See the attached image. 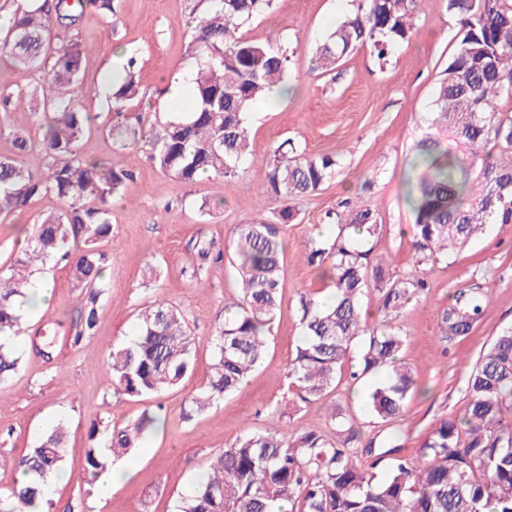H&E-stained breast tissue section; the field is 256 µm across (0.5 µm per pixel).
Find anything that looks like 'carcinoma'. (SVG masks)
Segmentation results:
<instances>
[{"label": "carcinoma", "mask_w": 512, "mask_h": 512, "mask_svg": "<svg viewBox=\"0 0 512 512\" xmlns=\"http://www.w3.org/2000/svg\"><path fill=\"white\" fill-rule=\"evenodd\" d=\"M221 7L195 22L188 55L193 69L188 107L157 108L137 117L141 127L122 121L102 126L122 149L142 148L163 174L186 184L235 174L249 154L247 114L271 87L287 82L288 48L249 39L242 28L271 0H220ZM414 0H354L316 52V69H336L347 54L371 46L380 57L412 32ZM77 4L67 0H28L13 13L0 62L19 73H39L47 89L29 98L0 99V109L27 107L41 116V135L13 133L15 156L0 157V215L25 209L32 200L52 197L65 205L41 216L27 245L0 269V382L13 376L18 357L10 338L19 334L22 307L31 286L33 264L65 262L76 280L90 289L80 315L87 332L97 325V298L103 287L105 254L100 246L112 234V197L132 173L112 163L83 158L79 139L92 130L93 117L73 107L84 90L78 42H51V30L73 19ZM461 39L448 60L434 95V109L417 143L418 173L411 183L414 216L412 246L419 261H435L465 246L488 224L512 223V0H448ZM136 60L122 64L112 82V111L120 115L139 97ZM285 140L266 163L259 180L263 192L286 201L318 191L336 176L330 156L302 157ZM38 150L44 169L22 159ZM333 237L313 238L311 265L331 259L334 302L328 306L301 296L298 313L304 341L288 373L302 401L320 400L336 389L344 360L360 341L354 382L380 370L387 378L370 391L368 412L391 424L407 413L415 371L401 361L406 339L392 323L369 321L362 313L370 282L381 294L385 312H394L427 287L421 277L390 281L383 264L368 265L356 246L378 230L377 213L346 201ZM240 295L224 307V325L214 338V358L206 384L192 397L201 411L242 386L266 355L269 330L281 299L283 245L276 224L259 215L233 234ZM480 293L455 292L438 313L439 340H448V323L465 338L481 314ZM193 337L180 310L155 300L139 315L134 341L112 351L107 382L132 398L155 397L176 386L193 370ZM463 417L433 424L412 457L400 455V432L369 467L353 460L362 431L336 411L328 413L332 434L315 429L248 431L215 453L205 479L180 497L176 512H512V328L494 337L466 380ZM160 417L147 408L131 425L113 430L109 445L86 453L82 481L93 484L109 456L119 458L139 447ZM66 431L55 426L39 446L13 466H25L31 480L0 494V512H22L42 495L46 478L64 461ZM391 456L377 481L372 469Z\"/></svg>", "instance_id": "1"}]
</instances>
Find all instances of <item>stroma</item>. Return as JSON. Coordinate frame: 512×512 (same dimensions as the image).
Masks as SVG:
<instances>
[{
	"mask_svg": "<svg viewBox=\"0 0 512 512\" xmlns=\"http://www.w3.org/2000/svg\"><path fill=\"white\" fill-rule=\"evenodd\" d=\"M211 7V0H112L107 13L96 0H80L75 25L54 27L57 40L80 44L84 80L93 89L76 97V108L107 122L112 84L105 75L130 56L138 60L141 94L127 118L166 106L168 87L190 68L191 23ZM353 9L352 0H273L245 27L250 39L279 42L293 57L288 94L275 104L257 103L248 115L252 153L234 176L185 184L161 173L143 150L119 148L96 131L82 138V156L111 162L133 178L112 204V240L103 246L109 260L93 333L78 332L76 319L89 292L69 268L56 262L36 267L52 299L42 308L24 306L20 333L12 341L18 369L0 383V456L8 461L0 468V491L16 482L12 460L58 424L67 430L64 468L70 478L55 484L48 512H175L179 496L198 483L212 455L244 432L325 430L324 408L331 405L377 443L401 431L402 452L413 455L437 419L463 413L464 381L476 359L500 331L512 328V224L487 225L465 249L417 263L404 184L433 110L435 87L458 46L459 25L447 0H415L409 41L393 46L385 59L363 47L331 73H314L316 48ZM287 139L300 154L336 157L338 173L294 201L293 218L278 227L284 246L282 298L265 362L246 387L198 412L190 399L207 381L224 302L238 292L230 262L203 258L199 249L205 242L218 249L230 246L236 225L259 211L277 217L287 207L278 197L259 195L255 176ZM347 199L379 217L380 227L366 243L369 265L383 260L387 279L422 274L430 283L425 296L392 319L406 338L403 360L421 387L397 429L364 406V394L378 376L356 384L342 376L334 392L309 402L295 401L288 379L304 336L300 295L333 293L330 280L308 264L305 247L318 234H334L331 217ZM61 208L57 199L42 198L0 220V265H9L30 224ZM475 286L488 292L477 323L464 340L440 343L439 310L457 289ZM158 297L182 310L188 321L194 370L156 396L163 426L144 438L136 473L103 498L80 479L86 452L106 447L113 427L133 423L146 407L108 385L104 368L113 346L135 338L139 310Z\"/></svg>",
	"mask_w": 512,
	"mask_h": 512,
	"instance_id": "obj_1",
	"label": "stroma"
}]
</instances>
